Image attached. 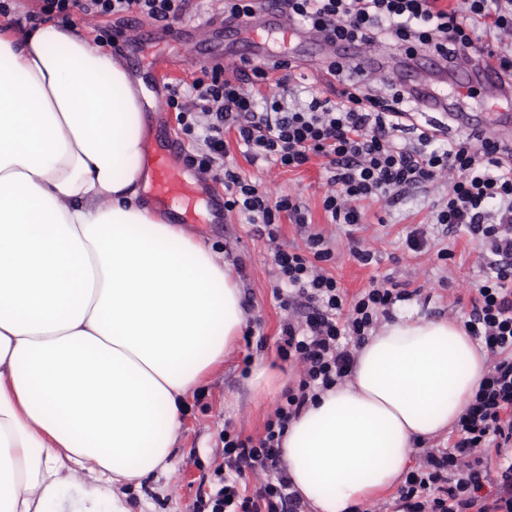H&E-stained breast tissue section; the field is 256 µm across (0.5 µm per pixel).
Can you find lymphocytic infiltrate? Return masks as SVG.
Returning a JSON list of instances; mask_svg holds the SVG:
<instances>
[{
  "mask_svg": "<svg viewBox=\"0 0 512 512\" xmlns=\"http://www.w3.org/2000/svg\"><path fill=\"white\" fill-rule=\"evenodd\" d=\"M276 8L323 35L332 44L392 42L414 58L428 52L448 56L461 45H493L498 66L512 73V0H467L466 7L441 8L437 0H274ZM191 0H43L42 11L89 17L135 14L155 22L183 19ZM290 62L275 59L225 79L224 68H203L189 87L173 89L168 105L184 134L203 130L204 152L192 163L201 172L224 171V208L237 211L267 236L280 284L275 296L287 315L278 349L297 380L258 438L224 435V473L209 499L210 512H304L282 459L289 423L320 392L348 377L360 347L380 319L405 300L406 291L371 282L347 298L323 264L333 256L330 241L310 231L302 203L289 195L270 197L235 167L225 165L226 128L250 160L297 169L323 158L328 190L323 209L332 223L361 224V201L394 206L410 190L445 187L435 214L445 230H460L488 245L486 271L464 322L486 349L489 367L456 424L447 450L424 451L419 466L399 490L402 512H512V458L489 473L490 448L512 447V166L498 159L491 137L436 147V134L420 132L416 143L398 141L411 117L410 95L393 89L385 96L352 81L346 59L331 57L328 74L339 89L335 99L288 97ZM277 92L257 104L255 86ZM289 217L306 229L305 250L280 245V221ZM254 477L255 489L241 483ZM493 495H482L483 486Z\"/></svg>",
  "mask_w": 512,
  "mask_h": 512,
  "instance_id": "1",
  "label": "lymphocytic infiltrate"
}]
</instances>
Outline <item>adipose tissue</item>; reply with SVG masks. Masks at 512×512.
Wrapping results in <instances>:
<instances>
[{"label":"adipose tissue","instance_id":"ef3b65f1","mask_svg":"<svg viewBox=\"0 0 512 512\" xmlns=\"http://www.w3.org/2000/svg\"><path fill=\"white\" fill-rule=\"evenodd\" d=\"M145 88L62 25H0V512H128L172 465L187 401L247 321L197 234L144 206ZM486 373L460 324L401 316L291 421L282 458L313 512L397 485L414 441L452 430ZM111 497H104V489Z\"/></svg>","mask_w":512,"mask_h":512}]
</instances>
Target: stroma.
Returning <instances> with one entry per match:
<instances>
[{"instance_id": "1", "label": "stroma", "mask_w": 512, "mask_h": 512, "mask_svg": "<svg viewBox=\"0 0 512 512\" xmlns=\"http://www.w3.org/2000/svg\"><path fill=\"white\" fill-rule=\"evenodd\" d=\"M65 24L93 39L104 29L122 35L125 44L114 56L144 78L151 94L147 148L155 152L178 142L185 159L182 171L187 182L196 184L200 192L191 230L205 239L242 288L247 324L253 331L250 340L239 341L223 368L189 398L173 450V468L149 476L140 486L127 488L125 496L130 512H207L208 498L216 486L215 473L224 467L225 426H232L244 437L259 436L268 417L284 400L279 393L256 395L246 382L251 368L263 362L287 374L292 371L278 353L283 311L273 296L277 281L268 245L244 216L210 205L211 196L223 195L224 182L219 178L200 179L196 167L187 164L188 155L201 151L203 142L183 134L174 110L167 105L173 86L192 83L199 77L198 59L236 51L239 39L208 29L189 31L181 21L167 26L148 19L86 18L77 11ZM280 49L285 56L304 64L303 69L293 71V84L323 93L334 86L318 53L294 43L281 44ZM403 62V55L392 53L388 42H377L358 50L350 63V73L354 80L365 82L370 92L383 95L397 86L395 73ZM224 138L228 143L226 163L259 184L270 197L297 198L306 207L313 230L332 237L334 256L324 267L348 295L362 291L371 280L384 281L411 294L409 300L393 308V315L463 322L471 309L473 289L485 273L483 249L470 242L465 233H447L435 226L437 193L416 189L390 208L367 200L360 226L333 224L322 205L326 185L321 158L288 170L267 161H250L240 150L235 131L226 132ZM416 227L429 233L428 249L421 253L408 250L405 243L407 233ZM353 237L373 251L370 264H360L351 255L349 240ZM441 249L450 250L451 259L438 260Z\"/></svg>"}]
</instances>
